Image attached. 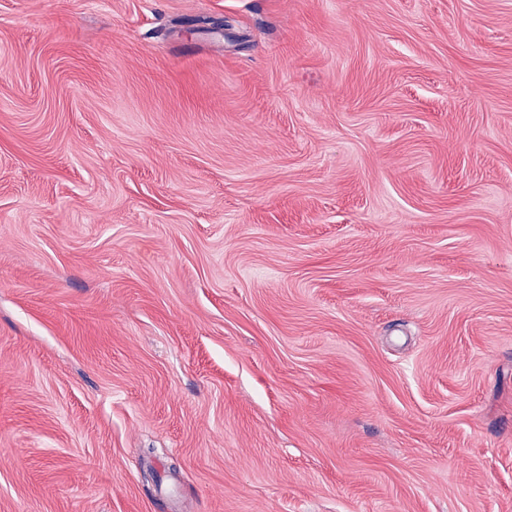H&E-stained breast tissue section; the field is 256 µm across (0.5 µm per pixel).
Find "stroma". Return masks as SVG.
<instances>
[{
  "label": "stroma",
  "mask_w": 512,
  "mask_h": 512,
  "mask_svg": "<svg viewBox=\"0 0 512 512\" xmlns=\"http://www.w3.org/2000/svg\"><path fill=\"white\" fill-rule=\"evenodd\" d=\"M0 512H512V0H0Z\"/></svg>",
  "instance_id": "obj_1"
}]
</instances>
